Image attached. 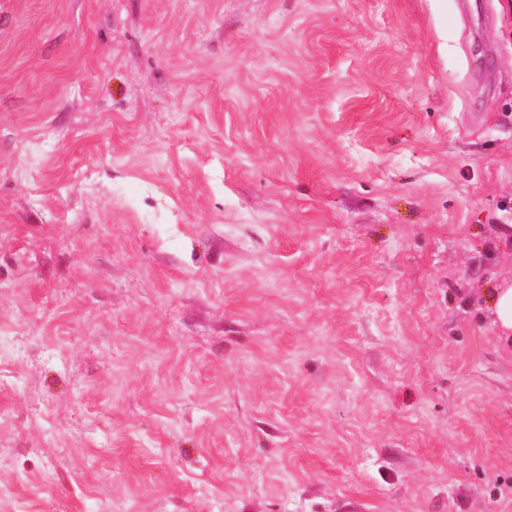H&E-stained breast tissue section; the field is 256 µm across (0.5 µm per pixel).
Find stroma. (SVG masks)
I'll use <instances>...</instances> for the list:
<instances>
[{
    "label": "stroma",
    "mask_w": 512,
    "mask_h": 512,
    "mask_svg": "<svg viewBox=\"0 0 512 512\" xmlns=\"http://www.w3.org/2000/svg\"><path fill=\"white\" fill-rule=\"evenodd\" d=\"M512 0H0V512H512ZM488 313L497 339L512 349V270L492 285Z\"/></svg>",
    "instance_id": "obj_1"
}]
</instances>
